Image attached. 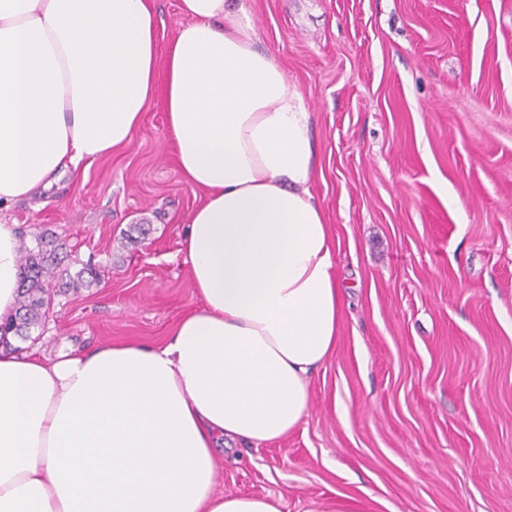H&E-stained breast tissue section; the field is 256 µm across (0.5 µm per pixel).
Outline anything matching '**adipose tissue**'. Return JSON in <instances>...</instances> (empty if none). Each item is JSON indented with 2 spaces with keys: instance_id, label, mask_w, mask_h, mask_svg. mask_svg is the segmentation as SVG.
Wrapping results in <instances>:
<instances>
[{
  "instance_id": "1",
  "label": "adipose tissue",
  "mask_w": 512,
  "mask_h": 512,
  "mask_svg": "<svg viewBox=\"0 0 512 512\" xmlns=\"http://www.w3.org/2000/svg\"><path fill=\"white\" fill-rule=\"evenodd\" d=\"M179 8L162 50L152 0H0V205L127 145L158 95L200 194L181 247L198 303L168 343L0 350V512H280L216 493L219 447L286 438L338 349L311 114L239 0ZM18 245L0 223V317Z\"/></svg>"
}]
</instances>
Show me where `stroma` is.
Segmentation results:
<instances>
[{"label": "stroma", "instance_id": "1", "mask_svg": "<svg viewBox=\"0 0 512 512\" xmlns=\"http://www.w3.org/2000/svg\"><path fill=\"white\" fill-rule=\"evenodd\" d=\"M243 2L312 114L348 305L304 420L225 451L216 491L281 512H512V0ZM196 204L157 97L128 146L1 208L21 239L63 242L69 273L100 274L56 279L27 350L168 342L196 303Z\"/></svg>", "mask_w": 512, "mask_h": 512}]
</instances>
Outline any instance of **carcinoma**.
Wrapping results in <instances>:
<instances>
[{
	"mask_svg": "<svg viewBox=\"0 0 512 512\" xmlns=\"http://www.w3.org/2000/svg\"><path fill=\"white\" fill-rule=\"evenodd\" d=\"M61 250L63 244L46 233L36 238L32 246L20 241L21 292L14 314L4 322L6 329L0 330L1 344L10 345L11 335L22 341L29 339L32 328L45 318L52 304L50 286L60 276Z\"/></svg>",
	"mask_w": 512,
	"mask_h": 512,
	"instance_id": "cac0c4a2",
	"label": "carcinoma"
}]
</instances>
